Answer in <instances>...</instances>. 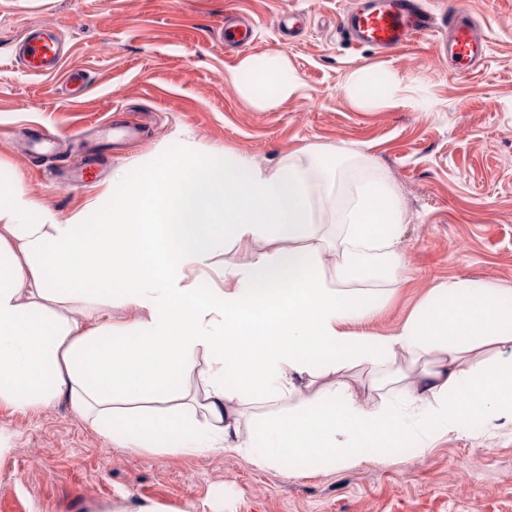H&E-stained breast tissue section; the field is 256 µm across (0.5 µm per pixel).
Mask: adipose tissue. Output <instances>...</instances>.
Listing matches in <instances>:
<instances>
[{"mask_svg":"<svg viewBox=\"0 0 512 512\" xmlns=\"http://www.w3.org/2000/svg\"><path fill=\"white\" fill-rule=\"evenodd\" d=\"M230 80L262 110L299 90L278 54L243 58ZM345 92L370 108L398 104L404 87L373 65ZM119 179L103 224L0 202V408L65 397L120 446L232 448L289 477L397 448L420 457L464 424L512 426V288L444 280L390 335L363 332L404 283L407 219L364 152L313 145L270 167L190 148ZM227 250L244 261L216 262ZM97 295L105 307L84 328L71 312ZM113 306L127 323L113 324ZM357 367L368 386L348 379ZM257 403L267 411L243 425Z\"/></svg>","mask_w":512,"mask_h":512,"instance_id":"obj_1","label":"adipose tissue"}]
</instances>
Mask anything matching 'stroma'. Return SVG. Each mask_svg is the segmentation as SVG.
I'll use <instances>...</instances> for the list:
<instances>
[{
	"label": "stroma",
	"mask_w": 512,
	"mask_h": 512,
	"mask_svg": "<svg viewBox=\"0 0 512 512\" xmlns=\"http://www.w3.org/2000/svg\"><path fill=\"white\" fill-rule=\"evenodd\" d=\"M347 0H0V174L50 219L107 220L117 170L148 168L183 145L274 165L311 145L362 149L395 181L408 213L400 248L407 281L365 332L386 336L429 288L451 277L512 287V0H428L463 12L489 38L483 65L454 73L438 33L393 58L348 43ZM247 18L250 45L225 49V14ZM53 24L66 68L85 71L78 99L13 59L32 28ZM287 57L300 89L260 111L228 75L246 56ZM382 65L404 78L397 106L361 109L348 74ZM120 117L147 128L137 144L104 146L89 129ZM45 129L60 154L26 142ZM100 154L86 187L58 170ZM0 512H512V430L460 429L422 457L391 454L365 467L284 477L233 449L135 452L98 433L67 399L0 409Z\"/></svg>",
	"instance_id": "stroma-1"
}]
</instances>
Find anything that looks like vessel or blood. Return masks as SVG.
Masks as SVG:
<instances>
[{"instance_id": "obj_1", "label": "vessel or blood", "mask_w": 512, "mask_h": 512, "mask_svg": "<svg viewBox=\"0 0 512 512\" xmlns=\"http://www.w3.org/2000/svg\"><path fill=\"white\" fill-rule=\"evenodd\" d=\"M343 30L357 45L390 54L408 47L416 38L434 30L432 12L422 0H363L361 6L342 16ZM445 52L450 65L480 67L488 51V36L469 17L454 14L448 18ZM65 43L57 28L42 25L31 29L14 53L17 63L32 75L63 74L64 82L76 85L82 72L62 73Z\"/></svg>"}]
</instances>
